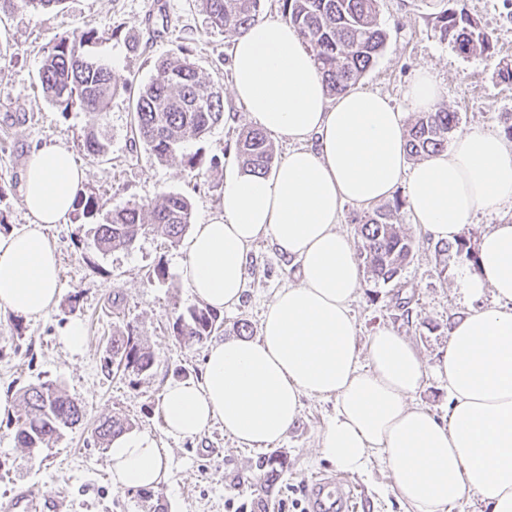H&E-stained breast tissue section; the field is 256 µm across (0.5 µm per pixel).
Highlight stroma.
Wrapping results in <instances>:
<instances>
[{"instance_id":"obj_1","label":"stroma","mask_w":512,"mask_h":512,"mask_svg":"<svg viewBox=\"0 0 512 512\" xmlns=\"http://www.w3.org/2000/svg\"><path fill=\"white\" fill-rule=\"evenodd\" d=\"M154 0H64L52 11L23 9L0 15V235L9 234L27 217L20 196V172L34 146L64 142L85 172L83 191L96 195L107 208L154 200L165 192L188 196L193 223L216 210L224 186L223 171L194 182L180 157L158 162L146 152L129 149L132 99L113 96L105 120L79 109L64 113L46 100L39 71L54 36L76 32L84 24L97 26L98 38L87 47L105 58L112 70L132 86L148 82L157 63L180 47L190 50L200 76L230 86L232 46L213 28L194 0H167L166 12ZM453 0H381L380 22L387 32L374 65L360 80L363 89L388 96L413 121L404 89L420 70L430 71L440 85L439 105L457 112L458 130L502 132L505 113H512V84L495 77L498 59L512 60V0H466L470 14L493 31L495 55L464 57L441 40L434 13ZM106 123L110 137L107 157L86 155L87 133ZM244 109L235 119L215 126L189 151L203 150L234 161L239 133L251 126ZM400 222L413 241V256L399 278L386 285L361 279L352 304L359 339L388 326L405 336L426 365H434L448 346V330L465 313L460 279L469 269L455 253L437 254L435 242L402 209ZM59 255L58 303L45 316L32 319L0 309V504L28 494L35 512H49L58 500L63 512H229L227 500L236 492L268 512H295L294 500H306L314 482L336 475L334 465L320 455V435L335 411L334 399L306 397L301 414L287 437L270 446L285 467L275 484L259 481L255 463L260 450L244 448L213 424L185 439L166 436L160 398L167 381L199 377L206 347L174 336L177 314L197 306L181 276L183 245H171L153 235L141 236L127 249L107 255L89 253L93 225L79 218L47 229ZM163 265L166 277L148 282L146 273ZM288 258L269 243H256L248 253L245 292L240 304L221 312L218 340L235 338L241 323L257 338L263 315L274 294L294 283ZM83 322L86 343L69 351L60 336L71 320ZM133 329L155 356L149 374L106 375L101 370L114 334ZM51 382L79 398L85 409L80 426L66 430L36 458H28L14 441V419L20 397L29 386ZM129 419L136 432L155 436L168 450L171 476L158 489V500L134 497L113 489L108 477L106 448L91 437L94 423L107 415ZM357 512H412L398 497L391 470L372 462L363 473L349 474Z\"/></svg>"}]
</instances>
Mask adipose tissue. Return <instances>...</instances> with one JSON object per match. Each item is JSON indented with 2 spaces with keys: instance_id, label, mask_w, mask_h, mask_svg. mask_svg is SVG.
<instances>
[{
  "instance_id": "1",
  "label": "adipose tissue",
  "mask_w": 512,
  "mask_h": 512,
  "mask_svg": "<svg viewBox=\"0 0 512 512\" xmlns=\"http://www.w3.org/2000/svg\"><path fill=\"white\" fill-rule=\"evenodd\" d=\"M230 82L256 125L294 147L270 173L228 170L217 211L186 242L181 275L195 298L232 309L248 253L266 239L296 264L298 282L277 291L257 339L213 342L199 378L165 384L166 434L194 437L218 421L241 446L266 448L295 424L302 397H332L319 445L336 469L360 473L381 458L413 512H449L474 494L489 512H512V220L482 235L478 266L462 278L467 311L430 368L390 327L358 349L351 303L361 270L338 229L344 203L370 206L402 185L414 224L454 240L479 210L512 201V142L466 130L450 150L409 163L403 112L368 90L329 96L282 19L236 38ZM83 178L64 143L32 151L21 185L29 222L0 235L1 307L37 318L57 304L58 258L45 228L64 223ZM430 375L448 389L447 419L410 402ZM108 456L113 489L169 480L149 433L118 436Z\"/></svg>"
}]
</instances>
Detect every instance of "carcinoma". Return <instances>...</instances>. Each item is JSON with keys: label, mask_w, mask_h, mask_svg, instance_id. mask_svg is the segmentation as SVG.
Listing matches in <instances>:
<instances>
[{"label": "carcinoma", "mask_w": 512, "mask_h": 512, "mask_svg": "<svg viewBox=\"0 0 512 512\" xmlns=\"http://www.w3.org/2000/svg\"><path fill=\"white\" fill-rule=\"evenodd\" d=\"M211 24L230 38L244 34L259 20L261 0H196ZM63 0H0V12L20 9L53 10ZM283 15L296 29L304 45L312 52L324 78L329 95L337 96L354 86L373 65L385 40L386 31L379 22V0H283ZM440 37L465 56H488L494 48V34L482 27L461 3L435 16ZM98 38L91 23L71 35L56 36L44 56L39 79L47 101L64 112L78 107L106 116L112 96L129 92L132 86L112 71L104 59L84 51L86 44ZM224 121L222 87L199 75L185 49L159 61L156 74L133 94V123L129 147L142 148L163 163L181 154L191 177L201 179L218 168L220 159L206 157L201 150L185 152L189 142L202 140ZM458 123V115L443 107L418 113L408 129L410 155L423 158L448 148L449 134ZM109 147L105 126L91 130L84 143L87 155L99 158ZM242 168L253 173H267L275 163L273 145L259 128H248L235 145ZM405 201L366 213L358 219L359 256L368 277L379 284L398 278L410 262L413 242L398 222V212ZM77 215L85 218L103 214L96 225L90 249L106 254L130 247L148 233L160 235L178 244L191 224L189 198L168 192L147 204L131 203L103 212V204L93 195L80 193L75 199ZM438 252L453 251L463 261L477 265V256L465 237L436 244ZM221 327L214 310L194 307L176 316L174 335L186 343H201ZM154 355L133 330L112 337L102 370L106 373L123 368L137 375L148 373ZM23 408L15 418L14 439L32 458L45 445L61 435L62 430L81 423L84 407L53 383L43 382L26 389ZM129 425L113 415L97 421L93 436L99 443L122 434ZM285 461L277 455L259 460L257 470L262 480L279 477Z\"/></svg>", "instance_id": "carcinoma-1"}]
</instances>
